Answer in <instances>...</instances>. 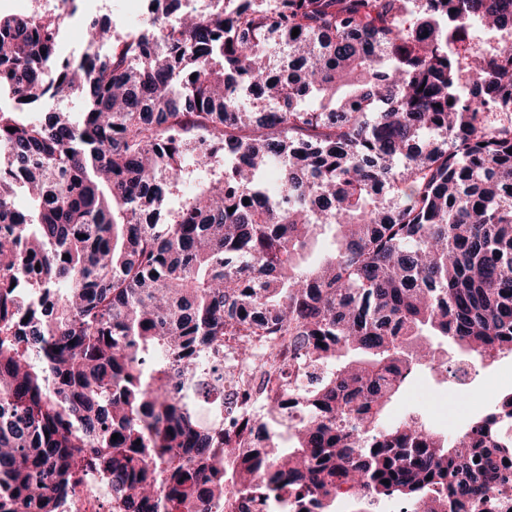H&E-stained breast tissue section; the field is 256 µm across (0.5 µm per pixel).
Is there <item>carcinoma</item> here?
I'll use <instances>...</instances> for the list:
<instances>
[{
	"label": "carcinoma",
	"instance_id": "1",
	"mask_svg": "<svg viewBox=\"0 0 512 512\" xmlns=\"http://www.w3.org/2000/svg\"><path fill=\"white\" fill-rule=\"evenodd\" d=\"M157 2L121 39L90 20L92 59L0 15V512L89 474L112 512H330L344 485L455 512L512 458L500 407L455 435L386 409L445 343L512 355V0ZM47 94L83 112L29 118ZM199 132L224 169L172 209L216 162Z\"/></svg>",
	"mask_w": 512,
	"mask_h": 512
}]
</instances>
